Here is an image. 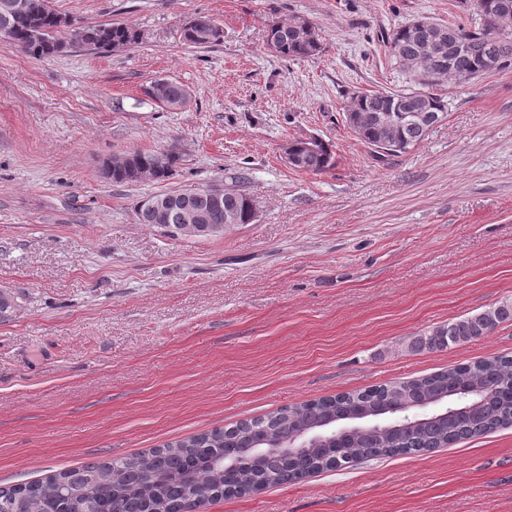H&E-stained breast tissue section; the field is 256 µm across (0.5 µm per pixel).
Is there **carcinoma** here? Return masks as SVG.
Segmentation results:
<instances>
[{
    "instance_id": "obj_1",
    "label": "carcinoma",
    "mask_w": 512,
    "mask_h": 512,
    "mask_svg": "<svg viewBox=\"0 0 512 512\" xmlns=\"http://www.w3.org/2000/svg\"><path fill=\"white\" fill-rule=\"evenodd\" d=\"M512 7V0H471L473 12L482 25L475 28L457 26L465 44L443 46L446 71L435 73L436 58H423L410 72L415 88L392 93L377 91L357 94L348 102L349 111L363 119L362 128L353 133L374 151L386 155L405 153L425 140L429 124L435 116L448 112V101L432 91L442 79H452L465 73L474 79L495 70L512 68V31L494 26L493 17L503 3ZM32 14L44 29V38L32 40L29 24L24 19L10 21L12 39L25 54L33 58L52 56L65 46L60 34V14L49 0H30ZM278 29L277 53L290 59L318 54L321 44L316 28L303 24H273ZM89 37L101 45L107 42L131 46L139 41L136 30L123 24L87 27ZM220 28L211 18L197 16L183 28V40L193 46L207 47L219 41ZM417 31L402 25L387 37L390 55L399 60L398 51L410 52L417 41ZM428 95L426 112L416 124L400 123L388 139L381 129V120L398 96L407 109L416 108L417 95ZM188 98L186 88L169 81L158 102L167 107H179ZM288 145L297 150L300 161L296 170L319 174L336 165L332 145L319 140H291ZM154 159L151 152L134 151L112 162L105 174L113 181L137 180L135 172ZM237 212L238 223L253 222L254 205L243 191L234 190L229 199ZM18 307L17 296L0 290V319H9ZM512 321V300L506 299L478 314L460 316L415 336L409 344L412 351L445 350L463 342L486 336L499 325ZM454 392L461 404L471 393L478 394L477 405L446 423L437 417V405L448 392ZM414 404L409 417L393 422L394 428H370L345 437L327 441L310 453L285 460L269 455L255 465L249 449L262 448L267 443L284 438L293 431L318 420L374 409L380 405ZM512 419V355H502L492 361H475L455 366L419 379L396 381L377 388L339 394L335 397L308 401L300 406L286 407L263 417L242 421L230 427L216 428L187 436L147 453L87 462L84 465L48 476L43 480L14 484L0 488V512H174V508L198 496L215 499L225 496L228 485L262 484L267 488L287 484L310 474L348 468L353 462L380 460L397 454H417L429 443L442 448L462 439L488 433L504 427ZM230 454L237 466L221 474L212 468L213 461ZM194 480L188 481L187 475Z\"/></svg>"
}]
</instances>
